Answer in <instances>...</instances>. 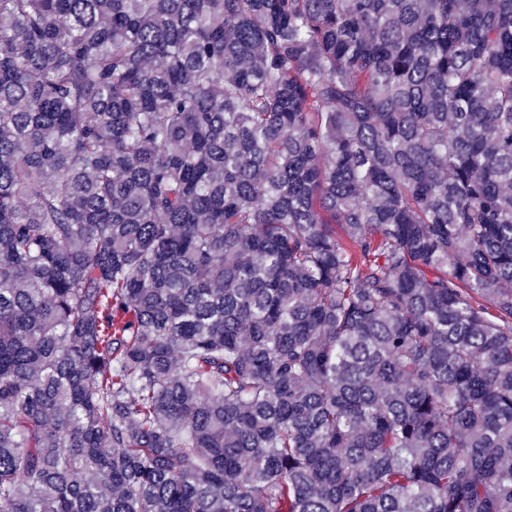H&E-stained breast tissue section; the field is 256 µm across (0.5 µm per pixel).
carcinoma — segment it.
I'll return each instance as SVG.
<instances>
[{"label": "carcinoma", "mask_w": 512, "mask_h": 512, "mask_svg": "<svg viewBox=\"0 0 512 512\" xmlns=\"http://www.w3.org/2000/svg\"><path fill=\"white\" fill-rule=\"evenodd\" d=\"M0 512H512V0H0Z\"/></svg>", "instance_id": "obj_1"}]
</instances>
